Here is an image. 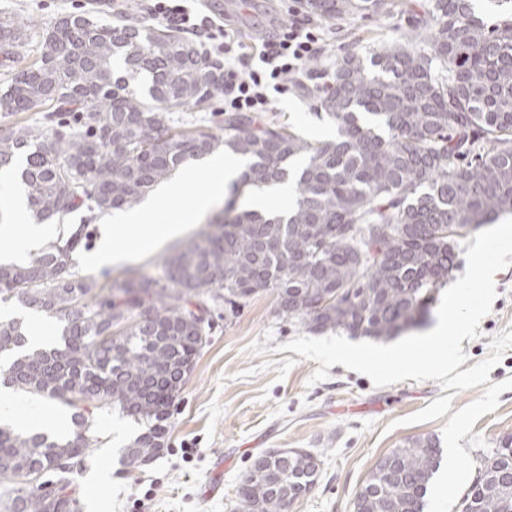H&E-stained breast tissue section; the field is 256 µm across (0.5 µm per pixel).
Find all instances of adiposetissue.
<instances>
[{"mask_svg": "<svg viewBox=\"0 0 512 512\" xmlns=\"http://www.w3.org/2000/svg\"><path fill=\"white\" fill-rule=\"evenodd\" d=\"M245 167L246 163L242 158L223 153L210 155L200 166L193 163L185 165L166 188L159 190L140 206L122 210L113 215L111 223L103 226L97 248L88 255V262L98 269L109 268L128 262L139 253L151 250L160 237L178 236L186 224L192 223L200 214L223 203L225 189L240 180ZM201 169L212 178L210 189L198 196L193 205L179 219L168 222L161 228L148 224V217L161 212L166 199L175 194L181 185L193 180ZM118 227L133 228L137 231L135 237L129 238L128 245L123 250L115 247L112 238L115 228Z\"/></svg>", "mask_w": 512, "mask_h": 512, "instance_id": "obj_1", "label": "adipose tissue"}]
</instances>
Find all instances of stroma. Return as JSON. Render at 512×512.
Instances as JSON below:
<instances>
[{
  "label": "stroma",
  "mask_w": 512,
  "mask_h": 512,
  "mask_svg": "<svg viewBox=\"0 0 512 512\" xmlns=\"http://www.w3.org/2000/svg\"><path fill=\"white\" fill-rule=\"evenodd\" d=\"M390 14L323 21L324 52L310 62L330 69L354 43L365 50L401 40L408 17L427 11L430 0H403ZM191 15L209 17L215 26L238 32L255 46L269 33L270 22L287 19L298 0H183ZM94 10L97 20L115 26H154L143 0H0V16L24 27L23 47L0 51V89L37 59L43 36L65 12ZM317 103L296 86L271 93L268 111L258 121L290 128L310 141L333 137L335 128L317 115ZM212 213L186 225L178 237L154 251L109 269L95 270L84 261L101 234L102 214L80 208L66 223L46 224V241L80 233L81 242L68 263L71 277L96 285L140 276H159L166 259L199 232L210 230ZM497 296L480 323V335L461 343L473 367L489 354L494 337L512 331V265L494 276ZM212 329L179 402L167 421L163 450L149 464L128 462L126 446L147 428L146 422L116 413L102 415L99 441L75 476L79 512H238V488L254 459L276 448H303L320 461L315 487L288 512H354L356 492L377 461L416 436L435 437L440 465L428 487L424 512H460L464 492L484 459L512 436V348L491 370L487 383L458 393L442 417L400 425L443 397L434 380L412 379L378 387L369 377L342 365L329 368L328 379L309 378L316 361L283 350V343L307 334L304 322L277 310V295L264 291L241 306L219 305L211 312ZM264 355L248 352L251 342ZM223 473H216V464Z\"/></svg>",
  "instance_id": "1"
}]
</instances>
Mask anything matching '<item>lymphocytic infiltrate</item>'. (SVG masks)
<instances>
[{
  "label": "lymphocytic infiltrate",
  "instance_id": "1",
  "mask_svg": "<svg viewBox=\"0 0 512 512\" xmlns=\"http://www.w3.org/2000/svg\"><path fill=\"white\" fill-rule=\"evenodd\" d=\"M149 15L165 20L195 39H214L207 20L192 16L175 0H152L147 6ZM319 24L312 19L297 17L277 21L273 32L260 46L247 49L234 34L225 33L224 108L231 112H262L269 103V92L282 93L306 64L323 50ZM259 68H252V60Z\"/></svg>",
  "mask_w": 512,
  "mask_h": 512
}]
</instances>
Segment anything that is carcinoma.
I'll list each match as a JSON object with an SVG mask.
<instances>
[{"instance_id": "obj_1", "label": "carcinoma", "mask_w": 512, "mask_h": 512, "mask_svg": "<svg viewBox=\"0 0 512 512\" xmlns=\"http://www.w3.org/2000/svg\"><path fill=\"white\" fill-rule=\"evenodd\" d=\"M431 0L403 41L364 55L347 50L323 85L300 84L336 127L312 143L226 112L223 133L176 130L171 114L224 92V63L165 27L112 26L66 12L37 60L0 93V113L44 112V122L0 136V176L23 187L31 214L61 221L86 205L121 210L181 166L220 149L249 160L239 192L294 183L285 216L235 211L170 257L158 278L94 291L66 275L80 236L25 265L0 264V302L63 323L58 343L29 346L15 320L0 323V381L71 411L73 430L23 434L0 426L4 512H79L73 475L99 442L104 412L151 422L131 463L163 449L165 421L201 346L211 308L266 290L279 314L313 331L393 338L425 322L435 291L458 265L448 230L512 212V0ZM391 0H307L326 20L377 16ZM24 34L0 19V44ZM143 78L148 95L130 81ZM437 439L417 436L387 453L357 491V512H423L439 466ZM461 512H512V436L482 463ZM46 472L55 487L20 477ZM311 452L261 455L238 490L241 512H285L308 493Z\"/></svg>"}]
</instances>
